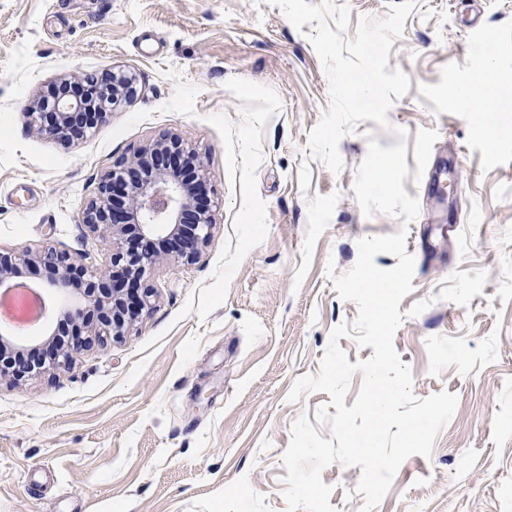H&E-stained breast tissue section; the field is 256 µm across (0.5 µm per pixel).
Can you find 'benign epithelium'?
<instances>
[{
	"mask_svg": "<svg viewBox=\"0 0 512 512\" xmlns=\"http://www.w3.org/2000/svg\"><path fill=\"white\" fill-rule=\"evenodd\" d=\"M136 94L135 81L124 72L96 77L62 78L49 97L33 103L27 113L37 133L51 139L83 138L104 123L112 111ZM195 152L174 135H163L131 159L118 163L99 184L96 196L82 212L80 227L87 235L111 244L120 243L135 229L146 245L130 246L112 254V271L94 273L79 261L49 246L15 253L0 248V289L7 291L23 267L44 266L49 287L62 297L60 314L93 328L96 336H121L130 322L149 308L151 290L141 288L146 266L158 256L148 242H172L177 258L192 262L207 244L215 225L213 208L202 202L203 166L185 177L179 170L193 164ZM89 343L76 333L66 349L50 347L51 366H67L72 356Z\"/></svg>",
	"mask_w": 512,
	"mask_h": 512,
	"instance_id": "1",
	"label": "benign epithelium"
}]
</instances>
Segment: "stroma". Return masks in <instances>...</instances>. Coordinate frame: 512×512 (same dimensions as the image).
<instances>
[{"label":"stroma","mask_w":512,"mask_h":512,"mask_svg":"<svg viewBox=\"0 0 512 512\" xmlns=\"http://www.w3.org/2000/svg\"><path fill=\"white\" fill-rule=\"evenodd\" d=\"M479 26L493 45L476 44ZM312 31L266 0H0V246L109 268L80 212L115 163L166 133L194 149L217 203L193 263L146 269L152 308L125 336L0 382V512H287L292 427L331 400L288 393L358 315L326 264L345 273L360 239L401 230L415 268L394 346L416 397L459 402L374 512H512V0H419L391 47L389 68L410 79L388 113L408 132V223L364 216L354 192L369 139L397 136L359 122L337 174L312 156L330 104ZM112 70L137 94L93 133L30 128L31 101L60 78ZM485 73L493 141L473 105L448 101ZM477 269L488 279L469 306L440 299L446 277ZM321 476L335 512H360V467Z\"/></svg>","instance_id":"obj_1"}]
</instances>
